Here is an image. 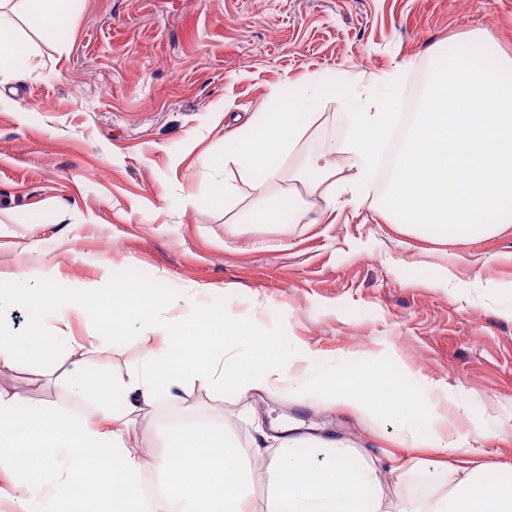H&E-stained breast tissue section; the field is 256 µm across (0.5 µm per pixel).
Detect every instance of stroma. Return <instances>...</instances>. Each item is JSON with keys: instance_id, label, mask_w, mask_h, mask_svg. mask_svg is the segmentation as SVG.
<instances>
[{"instance_id": "35a3bbf8", "label": "stroma", "mask_w": 512, "mask_h": 512, "mask_svg": "<svg viewBox=\"0 0 512 512\" xmlns=\"http://www.w3.org/2000/svg\"><path fill=\"white\" fill-rule=\"evenodd\" d=\"M18 26L34 49L32 71L0 87V272L59 287L97 279L101 263L129 283L200 285L202 303L234 313L258 309L291 350L373 363L402 383L436 389L439 410L464 407L480 428L467 456L433 449L414 468L389 472L399 426L372 414L353 419L276 390L245 397L196 384L178 401L143 406L155 422L192 413L224 424L243 448L251 499L265 512L263 460L254 427L350 439L361 460L384 470L382 492L426 512L457 468L495 474L512 463V232L462 245L432 244L368 208L306 195L305 217L256 241L244 224L255 202L240 183L231 210L207 199L206 155L225 133L269 108L272 90L309 76L358 81L404 61L413 86L438 50L487 30L512 52V0H77L62 33ZM349 97L326 98L318 120L283 165L279 187L327 128L346 130ZM448 266L465 287L430 285L429 267ZM501 282L498 290L483 280ZM236 294H220L224 284ZM72 346L50 361L0 369V390L22 401L79 410L66 377L96 368L124 373L151 342L129 321L121 344L110 326L69 316Z\"/></svg>"}]
</instances>
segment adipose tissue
Instances as JSON below:
<instances>
[{
  "label": "adipose tissue",
  "instance_id": "obj_1",
  "mask_svg": "<svg viewBox=\"0 0 512 512\" xmlns=\"http://www.w3.org/2000/svg\"><path fill=\"white\" fill-rule=\"evenodd\" d=\"M75 2L0 0V45L11 48L9 55H0V84L15 80L32 55L17 18L63 31ZM476 39L487 42L489 36L481 32L458 39L432 68L383 190H376V177L397 124L402 71L415 65L411 59L382 76L383 95L361 87L346 134L322 138L318 152L297 170L296 190L277 188L280 171L307 135L313 107L331 88L313 76L274 91L271 111L252 114L229 134L223 155L204 158L209 200L232 206L238 182H246L257 198L247 222L258 234L302 213L303 187L348 195L358 209L383 205L393 223L439 243L489 237L512 227V56L494 46L474 56L470 45ZM343 167L349 178H339ZM231 169L236 178L228 177ZM197 294L194 287L137 288L117 281L107 264L99 281L74 288L29 284L20 273L0 286V305L39 303L59 321L74 308L88 321L110 320L117 341L132 319L157 336L140 364L125 374L72 377L78 394L90 402V414L23 404L0 391V475L19 478L26 487L13 495V512H250L241 448L220 423L166 426V453L153 467L160 492L143 491L144 466L124 441L134 413L139 404L177 398L197 383L239 396L278 388L353 418L380 413L412 424V431L398 436L401 447L470 452L472 431L439 414L420 387L400 386L372 364L321 362L307 347L300 352L307 372L288 373L284 344L261 328L257 314L203 306ZM69 341L61 329L46 335L40 322L26 335L0 336V368L47 361ZM314 448L331 450L333 461L318 465L310 454ZM352 450L345 438L262 434L254 451L267 464V512H406L401 496L377 495L378 467L356 462ZM52 472L61 482L48 490L44 477ZM426 512H512V480L492 485L472 469Z\"/></svg>",
  "mask_w": 512,
  "mask_h": 512
}]
</instances>
